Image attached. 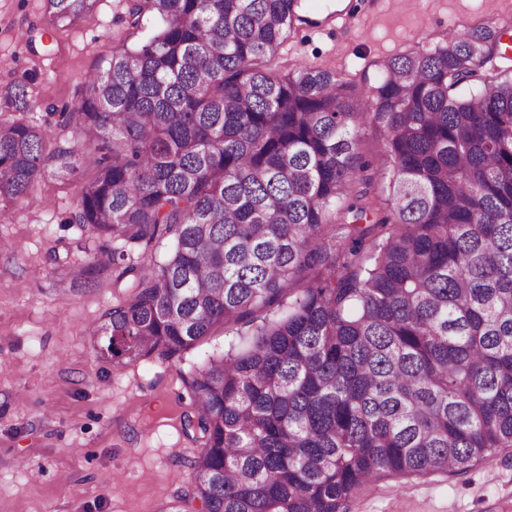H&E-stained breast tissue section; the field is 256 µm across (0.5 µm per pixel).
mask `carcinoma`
<instances>
[{
    "label": "carcinoma",
    "instance_id": "carcinoma-1",
    "mask_svg": "<svg viewBox=\"0 0 512 512\" xmlns=\"http://www.w3.org/2000/svg\"><path fill=\"white\" fill-rule=\"evenodd\" d=\"M98 2L44 14L66 29ZM126 17L157 27L102 58L75 111L0 121V212L51 163L92 169L64 223L112 252L61 280L91 288L112 263L123 294L90 334L117 363L248 337L180 372L202 449L161 512H347L387 475L512 448V25L391 57L355 99L334 71L269 67L311 23L302 0H126ZM35 108L22 81L0 93L1 112ZM379 138L377 132L368 125L361 127V149L360 153L364 160L369 161L372 170L378 172L380 170V149ZM380 173V171H379Z\"/></svg>",
    "mask_w": 512,
    "mask_h": 512
}]
</instances>
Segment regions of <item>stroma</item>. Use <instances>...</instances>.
I'll return each mask as SVG.
<instances>
[{
	"instance_id": "1",
	"label": "stroma",
	"mask_w": 512,
	"mask_h": 512,
	"mask_svg": "<svg viewBox=\"0 0 512 512\" xmlns=\"http://www.w3.org/2000/svg\"><path fill=\"white\" fill-rule=\"evenodd\" d=\"M498 0H306L313 24L281 48L279 64L333 70L362 96L392 55L485 21ZM42 0H0V90L26 82L46 106L74 105L75 92L113 46L135 32L124 0H100L96 13L56 31L51 52H30L24 33L44 23ZM89 175L46 168L34 191L10 202L0 220V512H158L187 492L198 442L180 419L190 407L180 370L199 366L242 337L215 329L181 363L141 359L116 365L101 356L92 325L120 295L111 271L98 287L60 289L48 261L100 253L101 240L65 224ZM512 507V448L464 475L388 477L349 512H486Z\"/></svg>"
}]
</instances>
